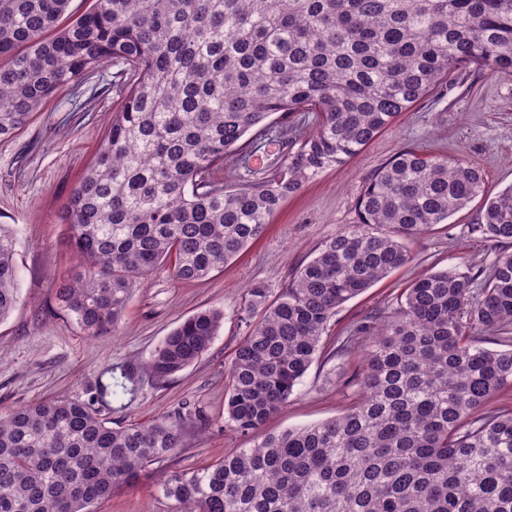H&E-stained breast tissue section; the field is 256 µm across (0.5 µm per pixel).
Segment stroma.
I'll return each instance as SVG.
<instances>
[{"mask_svg":"<svg viewBox=\"0 0 512 512\" xmlns=\"http://www.w3.org/2000/svg\"><path fill=\"white\" fill-rule=\"evenodd\" d=\"M134 80L133 72L112 64L93 68L81 82L59 89L16 136L0 139V224L16 231L19 271V302L0 322V414L56 397L89 404L115 427L180 418L178 453L151 466L138 485L116 488L95 507V512H178V503L159 491L170 474L251 447L263 434L334 418L357 401L352 379L360 357L329 356L337 337L353 324L372 319L423 273L461 270L512 253V243L472 233L480 215L479 202H472L412 242L411 263L339 308L324 338L326 356L315 360L262 433L244 435L225 425L227 369L249 323L261 317L247 309V288L261 282L279 291L323 241L357 223L364 182L398 150L466 160L480 168L491 195L512 187V74L470 68L441 83L344 166L286 199L263 236L235 261L195 282L176 280L169 265L158 266L134 293L122 322L106 334L89 336L57 301L58 288L77 263L71 228L62 217ZM285 125L275 114L264 129L249 132L252 169L267 171L280 156ZM204 309L224 313L210 348L195 364L156 381L145 371L155 349L182 319ZM122 365L133 368L139 380L134 397L120 402L102 395L101 387L109 383L111 368Z\"/></svg>","mask_w":512,"mask_h":512,"instance_id":"stroma-1","label":"stroma"}]
</instances>
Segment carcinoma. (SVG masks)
I'll list each match as a JSON object with an SVG mask.
<instances>
[{"instance_id":"cac0c4a2","label":"carcinoma","mask_w":512,"mask_h":512,"mask_svg":"<svg viewBox=\"0 0 512 512\" xmlns=\"http://www.w3.org/2000/svg\"><path fill=\"white\" fill-rule=\"evenodd\" d=\"M0 0V138L61 87L108 62L136 79L112 113L64 221L80 263L60 309L89 336L114 328L159 265L209 276L261 237L280 204L344 165L440 81L512 73V0ZM293 126L269 172L224 186V160L273 114ZM483 198L475 231L512 242V187L491 197L463 160L404 148L362 186L359 223L322 242L235 351L226 423L258 431L293 395L347 301L412 262L407 242ZM13 233L0 224V322L18 302ZM224 323L197 312L154 351L163 381L196 362ZM487 343L505 348L489 349ZM359 399L339 417L268 434L161 492L181 512H512V254L413 280L370 330ZM136 392L112 371L102 393ZM183 447L181 420L113 428L84 403L43 400L0 416V512H94Z\"/></svg>"}]
</instances>
